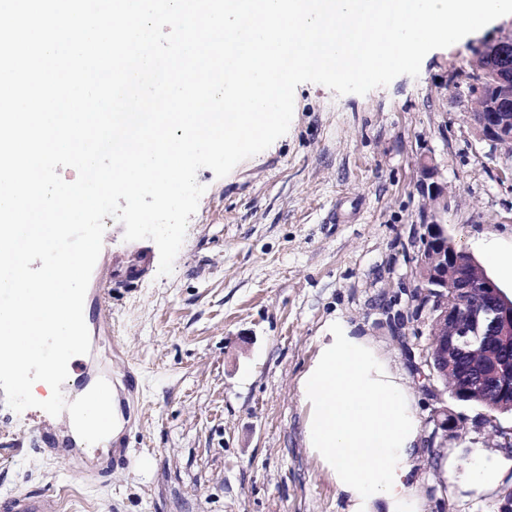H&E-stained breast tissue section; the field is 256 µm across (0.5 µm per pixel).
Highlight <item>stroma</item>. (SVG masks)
<instances>
[{"mask_svg":"<svg viewBox=\"0 0 512 512\" xmlns=\"http://www.w3.org/2000/svg\"><path fill=\"white\" fill-rule=\"evenodd\" d=\"M510 34L500 17L364 95L300 84L284 136L225 177L200 169L172 273L111 288V332L85 320L83 364L118 395L125 462L44 453L43 410L0 398V496L42 494L59 512H347L306 446L299 391L340 321L406 382L422 431L409 475L419 512H494L496 488L472 490L470 466L503 450L477 425L486 408L420 387L431 318L414 316L405 289L435 219L512 295L488 259L512 251V153L476 135L469 93L476 50ZM425 161L447 209L429 199ZM444 405L467 424L435 439Z\"/></svg>","mask_w":512,"mask_h":512,"instance_id":"stroma-1","label":"stroma"}]
</instances>
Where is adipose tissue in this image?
Returning <instances> with one entry per match:
<instances>
[{"instance_id":"1","label":"adipose tissue","mask_w":512,"mask_h":512,"mask_svg":"<svg viewBox=\"0 0 512 512\" xmlns=\"http://www.w3.org/2000/svg\"><path fill=\"white\" fill-rule=\"evenodd\" d=\"M304 439L332 472L349 512H416L408 481L420 424L406 387L375 347L336 323L306 373Z\"/></svg>"}]
</instances>
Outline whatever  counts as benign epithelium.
<instances>
[{"label":"benign epithelium","instance_id":"7a95c632","mask_svg":"<svg viewBox=\"0 0 512 512\" xmlns=\"http://www.w3.org/2000/svg\"><path fill=\"white\" fill-rule=\"evenodd\" d=\"M512 35L479 49L472 70L488 86L471 93L475 101L472 123L477 135L512 149ZM418 281L437 294L433 342L417 368L423 387L432 380L451 381L456 400H509L512 407V296L484 273L478 262L447 237L437 221L427 225L416 255ZM432 436H444L464 427L462 418L443 408L433 419Z\"/></svg>","mask_w":512,"mask_h":512}]
</instances>
